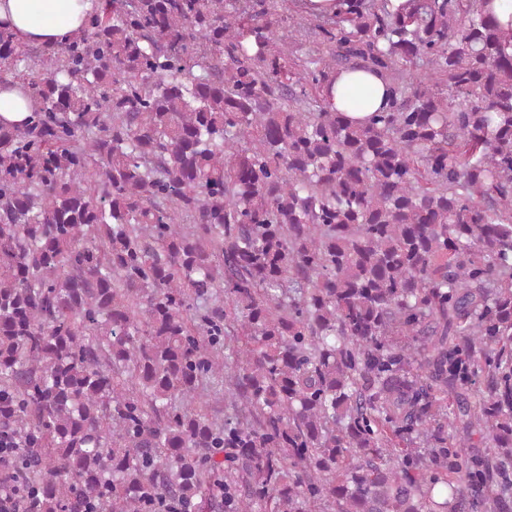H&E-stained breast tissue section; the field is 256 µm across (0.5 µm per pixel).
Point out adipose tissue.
I'll list each match as a JSON object with an SVG mask.
<instances>
[{
	"mask_svg": "<svg viewBox=\"0 0 512 512\" xmlns=\"http://www.w3.org/2000/svg\"><path fill=\"white\" fill-rule=\"evenodd\" d=\"M97 0H0V25L16 39L30 45L59 46L84 27L87 13ZM386 95L383 79L365 71L338 76L330 103L350 119L362 121L382 107Z\"/></svg>",
	"mask_w": 512,
	"mask_h": 512,
	"instance_id": "1",
	"label": "adipose tissue"
}]
</instances>
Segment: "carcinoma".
Segmentation results:
<instances>
[{
	"label": "carcinoma",
	"instance_id": "1",
	"mask_svg": "<svg viewBox=\"0 0 512 512\" xmlns=\"http://www.w3.org/2000/svg\"><path fill=\"white\" fill-rule=\"evenodd\" d=\"M337 2L0 26L34 101L0 123L30 512H512V30L491 0ZM357 68L390 93L362 124L328 101Z\"/></svg>",
	"mask_w": 512,
	"mask_h": 512
}]
</instances>
